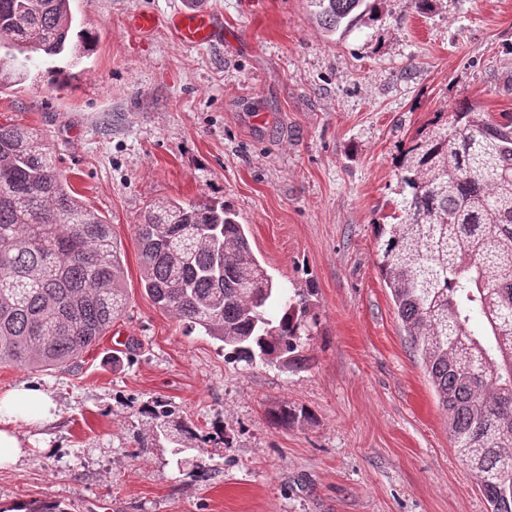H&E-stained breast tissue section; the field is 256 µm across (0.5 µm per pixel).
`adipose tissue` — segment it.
I'll return each mask as SVG.
<instances>
[{"instance_id":"obj_1","label":"adipose tissue","mask_w":512,"mask_h":512,"mask_svg":"<svg viewBox=\"0 0 512 512\" xmlns=\"http://www.w3.org/2000/svg\"><path fill=\"white\" fill-rule=\"evenodd\" d=\"M55 417V403L35 381H24L0 395V468L15 464L23 454L19 425H45Z\"/></svg>"}]
</instances>
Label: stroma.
<instances>
[{
	"instance_id": "obj_1",
	"label": "stroma",
	"mask_w": 512,
	"mask_h": 512,
	"mask_svg": "<svg viewBox=\"0 0 512 512\" xmlns=\"http://www.w3.org/2000/svg\"><path fill=\"white\" fill-rule=\"evenodd\" d=\"M96 35L67 86L43 58L0 91V123L41 130L70 188L122 248L124 316L74 367L0 365V393L40 383L57 405L20 426L0 508L68 512H490L377 266L376 227L400 200L395 158L467 100L512 112V0H384L377 22L329 36L307 0H71ZM224 18L218 45L180 43L178 11ZM155 13L152 33L129 14ZM229 204L280 287L312 286L303 367L225 359L158 308L135 233L161 199ZM168 401L199 434L141 447L140 411ZM311 424L276 429L281 402Z\"/></svg>"
}]
</instances>
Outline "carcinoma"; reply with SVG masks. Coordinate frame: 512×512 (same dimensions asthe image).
<instances>
[{
	"instance_id": "carcinoma-1",
	"label": "carcinoma",
	"mask_w": 512,
	"mask_h": 512,
	"mask_svg": "<svg viewBox=\"0 0 512 512\" xmlns=\"http://www.w3.org/2000/svg\"><path fill=\"white\" fill-rule=\"evenodd\" d=\"M333 35L379 19L384 0H308ZM70 0H0V88L28 77L33 56H89L71 42ZM24 60H19V56ZM50 88L68 66H49ZM403 217L377 225V268L421 359L448 434L491 512H512V113L466 100L439 112L402 151ZM142 285L162 310L248 364L300 366L316 323L313 289L287 294L252 252L222 201L154 203L136 225ZM121 247L63 181L38 130L0 125V364L32 370L75 362L126 309ZM480 327L472 326L474 318ZM155 435L197 439L163 400L141 409ZM312 418L282 402L268 422Z\"/></svg>"
}]
</instances>
